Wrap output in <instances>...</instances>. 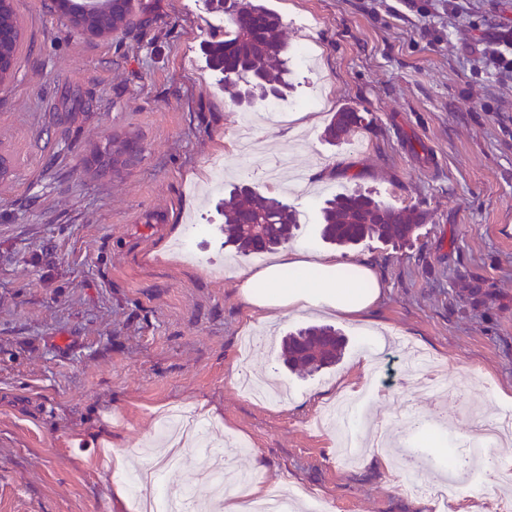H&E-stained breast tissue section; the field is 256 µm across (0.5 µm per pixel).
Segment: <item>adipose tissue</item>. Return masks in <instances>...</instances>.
<instances>
[{"mask_svg":"<svg viewBox=\"0 0 512 512\" xmlns=\"http://www.w3.org/2000/svg\"><path fill=\"white\" fill-rule=\"evenodd\" d=\"M237 281L249 304L288 315L314 308L359 316L373 308L381 293L369 265L332 255L314 258L299 246L282 250L263 269L239 270Z\"/></svg>","mask_w":512,"mask_h":512,"instance_id":"1","label":"adipose tissue"}]
</instances>
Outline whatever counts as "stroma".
<instances>
[{
    "mask_svg": "<svg viewBox=\"0 0 512 512\" xmlns=\"http://www.w3.org/2000/svg\"><path fill=\"white\" fill-rule=\"evenodd\" d=\"M155 24L103 37L77 33L44 0H21L13 76L0 87V512H122L114 451L130 472L153 448L157 417L181 406L216 407L214 439L249 448L237 472L316 499L325 512H436L412 478L445 481L443 459L477 419L512 412V82L479 62L512 0H463L451 17L440 0H265L282 18L290 50L308 46L313 68L290 58L282 123H258L259 150L237 156L234 131L266 103L238 104L201 53L226 25L208 0H147ZM322 104L302 107L312 87ZM344 106L371 113L356 141L324 139ZM115 135L143 148L129 170L89 169ZM288 202L301 227L291 243L367 262L382 297L362 319L321 311L261 315L236 286L249 260L221 249L216 233L194 247L222 265L173 248L197 215L223 223L209 164ZM363 188L426 216L392 247L324 243L326 198ZM488 301L471 306L472 289ZM331 325L342 359L314 375L289 371L281 340L295 328ZM377 402L352 424L413 448L412 469L369 457L345 464L312 418L357 391L356 360L370 333ZM432 357L465 401L420 386L397 340ZM169 493L191 488L205 512L218 493L208 470L165 471Z\"/></svg>",
    "mask_w": 512,
    "mask_h": 512,
    "instance_id": "35a3bbf8",
    "label": "stroma"
}]
</instances>
